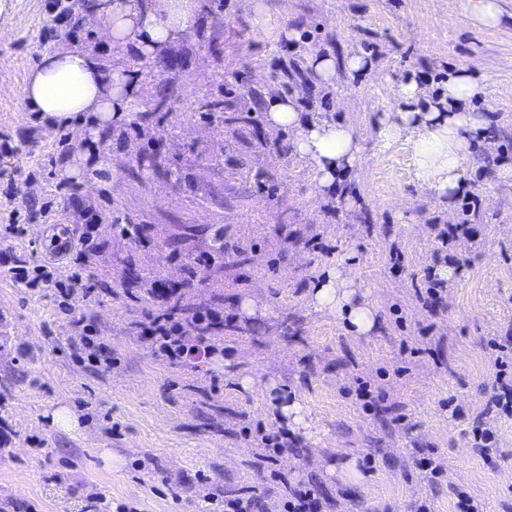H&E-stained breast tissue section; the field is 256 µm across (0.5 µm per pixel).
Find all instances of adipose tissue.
I'll return each mask as SVG.
<instances>
[{"mask_svg": "<svg viewBox=\"0 0 512 512\" xmlns=\"http://www.w3.org/2000/svg\"><path fill=\"white\" fill-rule=\"evenodd\" d=\"M84 17L95 22L108 41L133 46L151 57L167 53L198 22L195 0H90ZM139 91L133 70L119 65L104 74L96 52L75 48L44 52L24 86L30 108L49 124L90 122L100 129L123 122ZM402 94L407 105L386 114L374 136L377 145L408 137L417 184L439 198L457 196L464 186L465 156L471 145L487 139L482 117L466 109L412 108V101L425 95L413 82ZM264 105L268 124L291 133L295 152L311 166L320 188L332 186L359 158L361 138L354 127L303 118L295 100L287 96L269 95ZM310 304L315 310L339 314L358 336L378 326L364 294L339 271L314 289Z\"/></svg>", "mask_w": 512, "mask_h": 512, "instance_id": "ef3b65f1", "label": "adipose tissue"}]
</instances>
